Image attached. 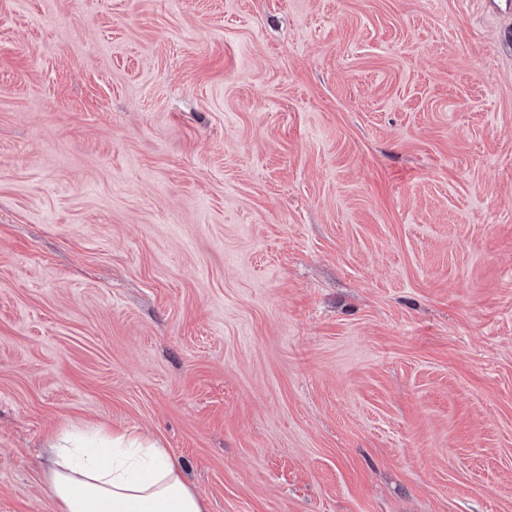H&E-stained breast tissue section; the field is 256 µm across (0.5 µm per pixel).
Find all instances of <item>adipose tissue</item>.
I'll return each mask as SVG.
<instances>
[{"label": "adipose tissue", "mask_w": 512, "mask_h": 512, "mask_svg": "<svg viewBox=\"0 0 512 512\" xmlns=\"http://www.w3.org/2000/svg\"><path fill=\"white\" fill-rule=\"evenodd\" d=\"M99 440L96 446L76 435L49 441L48 483L58 512H206L165 449L128 430Z\"/></svg>", "instance_id": "obj_1"}]
</instances>
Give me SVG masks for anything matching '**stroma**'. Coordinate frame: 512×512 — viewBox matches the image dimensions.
Instances as JSON below:
<instances>
[{
    "label": "stroma",
    "instance_id": "35a3bbf8",
    "mask_svg": "<svg viewBox=\"0 0 512 512\" xmlns=\"http://www.w3.org/2000/svg\"><path fill=\"white\" fill-rule=\"evenodd\" d=\"M128 427L207 512H512V0H0V512Z\"/></svg>",
    "mask_w": 512,
    "mask_h": 512
}]
</instances>
